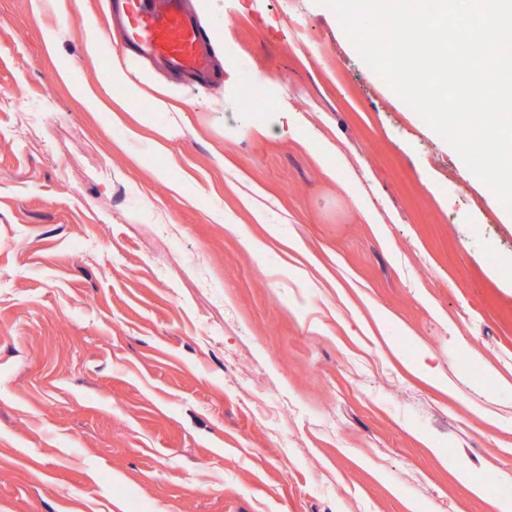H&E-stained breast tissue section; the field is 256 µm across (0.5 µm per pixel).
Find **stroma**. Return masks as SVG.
<instances>
[{
  "mask_svg": "<svg viewBox=\"0 0 512 512\" xmlns=\"http://www.w3.org/2000/svg\"><path fill=\"white\" fill-rule=\"evenodd\" d=\"M80 3L0 0V512H497L512 213L318 0H187L179 114ZM119 54H113L112 69L107 76V80L113 84H123L126 88L127 101L132 102L138 100L145 93V87L154 88L158 92V96L153 97V106L155 111L160 112H183V108L177 103L189 104V101L174 93L170 87H158L156 81L151 74L138 76V81L132 80L127 73V62H133L132 59H126L123 62Z\"/></svg>",
  "mask_w": 512,
  "mask_h": 512,
  "instance_id": "stroma-1",
  "label": "stroma"
}]
</instances>
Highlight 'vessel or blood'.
<instances>
[{
    "label": "vessel or blood",
    "instance_id": "1",
    "mask_svg": "<svg viewBox=\"0 0 512 512\" xmlns=\"http://www.w3.org/2000/svg\"><path fill=\"white\" fill-rule=\"evenodd\" d=\"M119 2L131 56L152 58L179 72H208L210 53L186 0Z\"/></svg>",
    "mask_w": 512,
    "mask_h": 512
}]
</instances>
